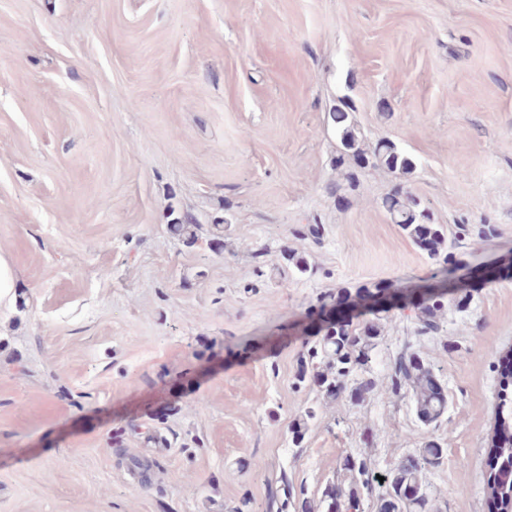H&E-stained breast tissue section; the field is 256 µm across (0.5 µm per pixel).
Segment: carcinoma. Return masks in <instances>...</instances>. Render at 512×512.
Returning <instances> with one entry per match:
<instances>
[{
    "label": "carcinoma",
    "instance_id": "1",
    "mask_svg": "<svg viewBox=\"0 0 512 512\" xmlns=\"http://www.w3.org/2000/svg\"><path fill=\"white\" fill-rule=\"evenodd\" d=\"M339 149L336 166L355 162L359 169H386L402 178L411 176L416 164L389 140L366 143L347 107L338 106L329 113ZM392 223L398 225L412 243L435 264H448L447 232L432 221L419 199L396 187L383 200ZM362 295L382 298L388 289L376 285L354 290L339 288L320 298V309H339L350 297ZM447 307L444 297H430L417 306L416 333L419 336L441 334L442 315ZM381 325L376 321L355 324L349 319L326 322L319 338L303 343L296 385H313L329 400L348 396L362 400L377 388L372 378L359 376L371 361L377 347ZM412 392L420 420L431 425L438 422L448 408V399L431 367L420 361L406 347L392 361L387 392L399 396ZM316 416L313 409L304 413L292 427V440L303 441L309 423ZM446 449L431 440L418 452L401 461L377 479L371 463L365 458L347 455L339 462L340 483H332L323 491L322 512H432L434 504L422 481L428 466L438 465ZM489 476L484 493L489 512H512V351L499 357L498 405L488 439Z\"/></svg>",
    "mask_w": 512,
    "mask_h": 512
}]
</instances>
